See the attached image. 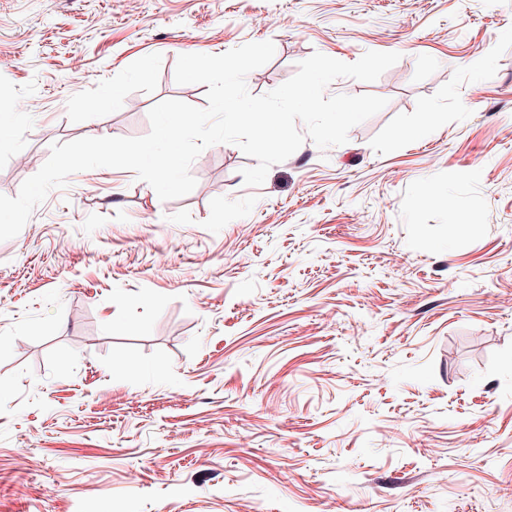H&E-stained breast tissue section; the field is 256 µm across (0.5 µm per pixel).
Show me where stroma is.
Returning <instances> with one entry per match:
<instances>
[{"label":"stroma","instance_id":"stroma-1","mask_svg":"<svg viewBox=\"0 0 512 512\" xmlns=\"http://www.w3.org/2000/svg\"><path fill=\"white\" fill-rule=\"evenodd\" d=\"M260 41L254 95L400 53L325 90L387 106L257 188L230 143L167 201L75 173L0 242V512H512V0H0V194Z\"/></svg>","mask_w":512,"mask_h":512}]
</instances>
